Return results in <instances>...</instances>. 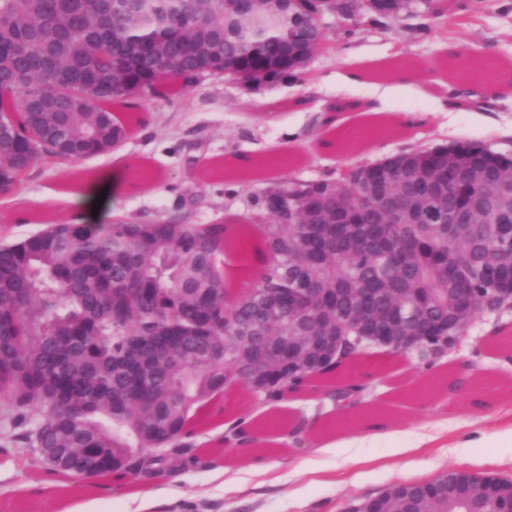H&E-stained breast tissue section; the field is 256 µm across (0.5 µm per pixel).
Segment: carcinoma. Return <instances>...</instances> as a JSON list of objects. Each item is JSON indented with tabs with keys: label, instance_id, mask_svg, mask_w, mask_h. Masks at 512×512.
Instances as JSON below:
<instances>
[{
	"label": "carcinoma",
	"instance_id": "1",
	"mask_svg": "<svg viewBox=\"0 0 512 512\" xmlns=\"http://www.w3.org/2000/svg\"><path fill=\"white\" fill-rule=\"evenodd\" d=\"M236 0H0V193L10 194L41 159L77 161L112 151L127 135L119 112H136L144 94L170 99L200 78L294 77L304 59L274 58L286 45L326 38L311 0H256L260 18ZM404 165H384V186L408 179L416 224L377 223L376 235L346 248L336 232V189L349 204L367 184L363 169L341 187L336 179L275 184L255 198L249 224H46L0 245V463L32 458L57 478L103 479L118 486L185 467L196 449L195 423L212 398L250 387L244 360L230 341L250 336L270 357L266 403L301 397L318 386L352 402L370 382L342 375L369 355L351 346L327 357L304 342L306 364L288 373L276 353L303 335L299 312L264 311L262 295L286 297L314 283L352 285L336 308L317 303L323 330L337 315L369 317L383 335L393 324L419 330V359L432 365L450 347L448 316L462 335L474 315L455 303V281L469 280L482 298L498 296L512 278V152L480 142L401 152ZM486 180L505 192L489 210L473 204ZM310 210L330 228V249L309 253L315 224H283L291 208ZM465 210V224L448 216ZM246 418L224 443L246 448ZM54 448L49 458L41 449ZM507 479L447 470L426 482L391 485L376 500L387 512H498L483 480Z\"/></svg>",
	"mask_w": 512,
	"mask_h": 512
}]
</instances>
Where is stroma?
I'll use <instances>...</instances> for the list:
<instances>
[{"label": "stroma", "mask_w": 512, "mask_h": 512, "mask_svg": "<svg viewBox=\"0 0 512 512\" xmlns=\"http://www.w3.org/2000/svg\"><path fill=\"white\" fill-rule=\"evenodd\" d=\"M458 1L467 17L460 25L433 17L424 0L382 24L326 13L328 43L297 77L248 82L228 75L202 80L171 101L141 98L147 124L129 123L111 153L72 166L40 162L29 171L14 203L0 201V243L77 216L59 200L77 169L96 179L117 166L148 167V177L119 194L113 213L156 224L183 212L188 223L206 224L227 213L249 219L254 198L275 183L332 177L410 148L478 141L512 151V88L489 89L475 76L487 57L512 67V0H447ZM452 45L461 53L460 80L444 70ZM338 102L350 110L331 113ZM353 125L374 133L339 148ZM282 155L284 166L241 179L205 173L213 163ZM438 368L443 384L412 396L409 386L425 371L416 356L377 355L355 365V377H372L358 412L385 416L381 437L366 448L341 447L345 412L320 392L252 403V420L264 426L255 447H225L239 393L216 395L223 415H201L197 463L151 481L148 512H344L392 484L427 481L449 469L512 479V308L476 316L461 349ZM459 375L462 388L449 392L448 379ZM422 432L433 442L420 444ZM147 486L58 481L38 464L5 463L0 512H65L88 502L92 512H127L128 496Z\"/></svg>", "instance_id": "1"}]
</instances>
